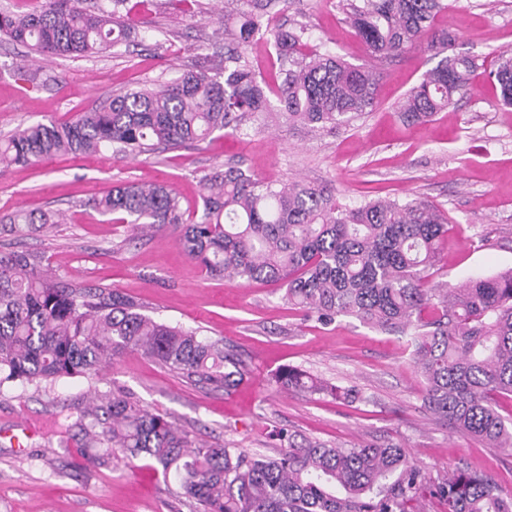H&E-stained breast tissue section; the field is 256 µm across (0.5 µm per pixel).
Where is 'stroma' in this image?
Returning <instances> with one entry per match:
<instances>
[{"label":"stroma","mask_w":512,"mask_h":512,"mask_svg":"<svg viewBox=\"0 0 512 512\" xmlns=\"http://www.w3.org/2000/svg\"><path fill=\"white\" fill-rule=\"evenodd\" d=\"M436 30L480 64L448 111L405 120L400 99L436 66L431 35L396 59L371 60L345 23L339 0H288L271 7L276 25L299 23L306 39L348 63H371L381 79L375 104L349 127L311 133L284 119L243 121L205 140L150 154L111 151L0 167V250L43 253L63 280L104 285L134 298L154 319L223 341L244 366L224 392L187 380L133 351L99 373L51 384L0 386V512H198L176 479L146 459L95 467L73 440L97 392H122L174 422L190 439L275 456V431L333 446L393 443L433 477L456 468L491 473L512 495V456L442 425L424 406L423 381L398 335L358 320L329 324L296 311L282 287L210 277L171 227L143 231L101 215L91 202L118 182H153L179 198L184 220L202 209V185L234 166L266 181L305 180L353 207L378 198H423L448 215V239L431 277L458 284L512 268V106L488 78L512 53V0H447ZM225 0H88L118 10L129 40L90 56L32 60L26 45L0 42V138L22 123L66 122L115 91L149 88L192 67L220 73ZM64 214L61 224L17 226V211ZM285 366L361 401L280 389Z\"/></svg>","instance_id":"35a3bbf8"}]
</instances>
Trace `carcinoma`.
<instances>
[{"instance_id": "obj_1", "label": "carcinoma", "mask_w": 512, "mask_h": 512, "mask_svg": "<svg viewBox=\"0 0 512 512\" xmlns=\"http://www.w3.org/2000/svg\"><path fill=\"white\" fill-rule=\"evenodd\" d=\"M224 10V81L185 70L171 82L112 93L106 103L66 123H36L0 142V164L25 165L61 154L112 151L140 155L198 142L216 130L240 129L250 115L271 113L276 95L290 125L311 132L350 125L373 106L380 73L321 53L305 29L273 27L274 0H228ZM86 0H42L26 15L0 14V39L25 44L43 59L86 56L125 41L122 17L96 13ZM346 20L379 60L413 46L447 5L442 0H340ZM273 45L280 82L260 79L246 49ZM444 31L432 42L438 64L403 97L410 120L445 112L467 86L478 60L447 53ZM499 101L512 105V56L490 72ZM203 210L186 224L179 200L161 184L120 183L93 200L101 214L142 229L169 224L187 254L211 277L281 284L288 302L328 324L350 317L406 338L425 382L424 405L456 431L512 455V268L461 285L435 284L430 270L448 235V218L424 199L369 200L344 207L306 181L265 182L230 167L205 184ZM11 224H57L49 213L18 211ZM137 351L193 382L228 393L241 361L219 340L141 313L111 288L72 284L31 252L0 250V385L53 383L99 370ZM285 390L327 393L354 402L355 387L329 386L296 367L276 374ZM76 436L88 462L144 458L203 512H422L437 499L446 512H512L495 478L458 468L435 479L394 445L350 448L293 435L276 457L193 442L171 421L122 393L103 394L80 413Z\"/></svg>"}]
</instances>
